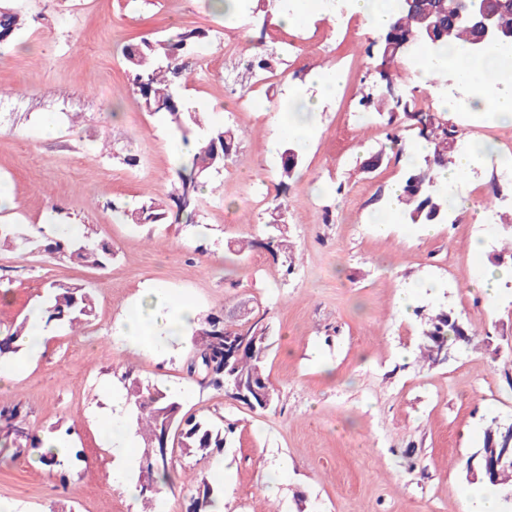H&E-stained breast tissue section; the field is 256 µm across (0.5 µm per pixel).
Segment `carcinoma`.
I'll use <instances>...</instances> for the list:
<instances>
[{
	"label": "carcinoma",
	"mask_w": 512,
	"mask_h": 512,
	"mask_svg": "<svg viewBox=\"0 0 512 512\" xmlns=\"http://www.w3.org/2000/svg\"><path fill=\"white\" fill-rule=\"evenodd\" d=\"M435 0H421L415 9L404 10L400 0H395L387 26L376 41L378 56L385 53V42L402 39L411 44L422 43L429 53L444 56L453 44L470 46L479 32L471 21H447L435 31L432 40H423L421 29L425 11ZM22 25L20 14L9 5V0H0V48L11 45L17 30ZM208 37V31L200 28L176 29L163 38H143L127 46L123 51L125 64L131 76L132 92L145 111L158 114L179 133L184 144L191 145L186 162L182 165L179 180L170 194L180 210L195 207L202 182L200 177L224 170L227 161L236 149V134L224 126H211L204 135L194 136V127L202 125L203 112L180 94L187 82V72L182 60L192 55L195 47ZM378 71L380 85L384 88L396 84L401 74L391 69L389 63L380 61ZM419 135L434 143L435 151L416 163L406 167L401 193L397 196L402 207L401 216L408 224H445L448 222V194L437 183L434 170L445 168L449 163L448 141L458 136L455 126L439 124L431 126ZM304 150L294 141H285L281 153L279 176L291 178L301 163ZM135 224H164L167 209L153 198L143 200L133 209L114 207ZM29 239L18 236L13 228L0 225V246L24 248ZM248 247H262L274 253L288 252L291 245L280 224L266 225L265 240L251 241ZM53 250L70 259L95 268H104L112 262V248L105 242L73 240L62 237L54 242ZM44 307L45 324L52 322L70 328L88 320L94 312L91 293L78 285L51 284L46 289ZM194 340V355L198 360L187 366L188 377L200 373L208 386L224 389V377L232 375L245 385L244 392L232 400L260 412L275 407L276 399L267 402L261 398L265 389H274L266 374V359L269 340V325L266 313L258 312L254 321L239 328L228 324L224 313L200 315L191 327ZM466 331L457 318L441 310L428 318L423 331L421 348L424 358L431 364L439 362L438 351L448 347V340H459ZM36 337L29 332L28 325L21 322L0 331V360L32 349ZM236 349V355L224 361V347ZM119 383L126 391L125 406L130 427L141 437L144 452L139 465V495L146 506H151L166 488H173L171 473L174 470L173 450L170 442L176 441L181 452L188 457L201 459L219 455L224 451L229 435L234 433L231 423L226 425L210 418L187 416L177 394L150 382L141 381L132 372L121 374ZM0 443L16 448H29L36 452L39 462L51 470L63 469L72 448L62 441L58 448L43 447V440L32 431L26 422L22 405L16 402L0 409ZM507 437L496 418L487 423L481 444L468 457L465 470L470 463L503 459L489 476L478 475L477 480L497 489L503 505L501 512H512V448H506ZM224 499V488L201 479L189 498L186 512H216V504Z\"/></svg>",
	"instance_id": "cac0c4a2"
}]
</instances>
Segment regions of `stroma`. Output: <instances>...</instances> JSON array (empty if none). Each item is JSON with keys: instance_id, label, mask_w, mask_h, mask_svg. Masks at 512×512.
Here are the masks:
<instances>
[{"instance_id": "stroma-1", "label": "stroma", "mask_w": 512, "mask_h": 512, "mask_svg": "<svg viewBox=\"0 0 512 512\" xmlns=\"http://www.w3.org/2000/svg\"><path fill=\"white\" fill-rule=\"evenodd\" d=\"M26 26L0 52V183L20 201L0 224L22 233L57 224L83 225L114 251L105 268L47 250H0V327L19 323L40 305L51 282L90 289L95 309L78 331L49 326L29 352L18 382L0 388V406L22 401L36 433L62 425L81 459L69 481L29 452L0 447V501L14 512H141L139 496L112 482L114 456L100 444L120 375L180 388L185 413L233 424L220 458L175 455L179 479L166 500L184 512L194 481L223 466L224 512H466L464 463L486 421L512 420V256L503 252L512 227L478 221L487 204L512 215V180L495 164L477 163L464 177L465 208L428 234L399 223L388 236L372 222L395 186L416 127L387 116L360 115L374 91L377 31L346 11L336 28L325 16L283 27L274 7L252 9L224 43L225 20L209 0H13ZM202 28L209 38L188 59L183 94L209 123L241 133L236 152L212 174L192 220L170 201L179 169L168 153L173 132L146 112L131 91L122 48L174 29ZM272 69L253 73L254 55ZM336 69L335 91L320 98L316 136L295 179L281 183L283 113L294 89L318 95L315 77ZM397 90L433 122L458 127L463 140L512 154V125L451 112L437 88L419 86L401 68ZM262 101L247 109L243 97ZM55 132L44 136V120ZM137 155L138 166L125 164ZM153 197L164 224H132L115 212ZM279 198L282 209L271 200ZM285 223L291 253L253 249L232 255L228 244L259 238ZM481 238L483 249L470 244ZM503 274L495 305L472 283ZM426 284L409 316L400 289ZM187 298L198 313L230 315L247 306L268 313L267 373L275 410L254 411L223 391L190 381L191 340L149 355L114 336L145 289ZM447 311L470 330L435 365L419 358L429 317ZM287 466L275 496L265 478Z\"/></svg>"}]
</instances>
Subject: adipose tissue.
<instances>
[{
	"instance_id": "obj_1",
	"label": "adipose tissue",
	"mask_w": 512,
	"mask_h": 512,
	"mask_svg": "<svg viewBox=\"0 0 512 512\" xmlns=\"http://www.w3.org/2000/svg\"><path fill=\"white\" fill-rule=\"evenodd\" d=\"M502 66V61L496 57L468 62L457 70L456 78L469 91L474 111L494 113L498 123L512 125V83L503 81L491 86L485 82L487 71ZM291 107V114L284 118L283 129L297 144L309 146L314 134L313 116L317 111V102L300 91L293 96ZM497 155L495 146H472L459 153L453 170L439 171L438 180L447 189L451 206H460L461 200L455 192L456 185L475 161H488ZM196 317L195 306L190 300L165 305L155 302L148 308H139L128 314L118 334L128 346L149 354L155 351L159 338L180 340ZM101 444L106 448L117 449L120 465L115 468L114 474L116 480L125 481L137 465V456L134 452V433L120 413H113L111 424L101 437Z\"/></svg>"
}]
</instances>
